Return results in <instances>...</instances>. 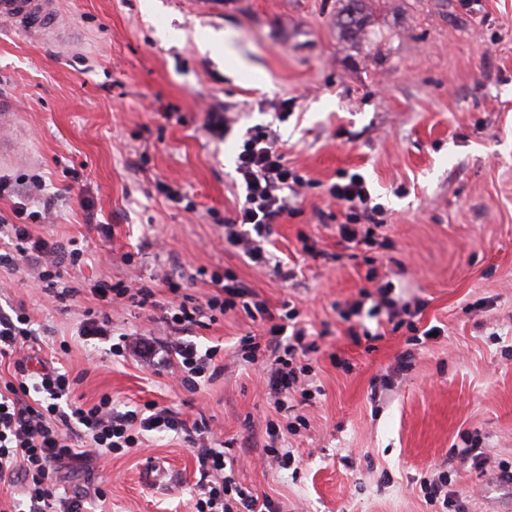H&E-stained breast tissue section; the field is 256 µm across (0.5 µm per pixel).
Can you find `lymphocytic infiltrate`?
<instances>
[{
    "mask_svg": "<svg viewBox=\"0 0 512 512\" xmlns=\"http://www.w3.org/2000/svg\"><path fill=\"white\" fill-rule=\"evenodd\" d=\"M236 172L244 202L235 217L224 221V247L262 269L272 260L268 245L273 226L291 212L290 199L300 196L306 181L289 167L282 144L268 128L255 129L244 137ZM328 194L345 209V220L336 227L339 237L350 244L373 246L375 230L382 224V208L373 203L364 178L351 175L347 183L331 184ZM82 256V249L59 248L34 236L28 225L0 217V268L35 267L39 281L50 286L52 302L63 303L79 295L78 287L64 282L63 269L79 266ZM196 273L209 275L217 288L203 302L185 293L182 283L167 274L159 283L172 296L165 303L158 300L155 285L140 279L99 282L90 292L111 306L124 303L141 310H161L163 321L177 335L170 349L176 359V384L190 392L200 380L216 379L223 367L217 362V348L199 349L196 343L183 340V333L206 322L216 323L227 312L243 310L251 320L261 321L263 329L260 335L241 337L238 352L244 362H264V389L275 410L289 412L288 400L296 392L302 400H309L306 382L312 366L307 359L318 346L309 340L298 308L286 302L280 310H272L233 273L210 274L202 267ZM365 278L378 282L376 306L384 310L393 329L404 327L413 336H429V329L418 328L415 322L424 307L421 300L393 298L391 283L378 281L377 265H370ZM30 322L22 312L0 314V361L12 360L15 369L12 380L0 382V482L24 483L21 498L0 501V512H85L88 496L69 494L56 478L59 466L76 458V442L86 443L107 458L139 447L146 434L154 431L185 433L195 448L201 469L196 512H280L269 496L237 481L239 458L209 444L210 427L205 421L187 422L153 403L120 411L107 395L91 404L78 403L72 399L77 380L68 371L46 366L41 372L29 373ZM306 425L300 414L283 423L268 421L267 459L288 468L294 455L284 448V437L298 435Z\"/></svg>",
    "mask_w": 512,
    "mask_h": 512,
    "instance_id": "1",
    "label": "lymphocytic infiltrate"
}]
</instances>
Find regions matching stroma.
<instances>
[{"label":"stroma","instance_id":"35a3bbf8","mask_svg":"<svg viewBox=\"0 0 512 512\" xmlns=\"http://www.w3.org/2000/svg\"><path fill=\"white\" fill-rule=\"evenodd\" d=\"M55 0L42 37L0 24V100L15 109L18 144L0 175L50 205L43 224L15 216L51 242L79 240L89 281L178 276L204 266L233 271L271 308L293 301L321 349L316 393L296 402L306 429L287 436L300 464L240 468L239 481L281 512H434L418 483L447 469L467 512H512V0H362L358 26L341 22L348 0ZM232 53L201 49L206 30ZM228 110L223 139L208 112ZM271 126L288 164L307 179L294 214L274 226L286 281L225 252V218L244 197L234 160L250 127ZM359 173L385 223L386 255L403 266L396 294L420 298V326L444 336L417 345L407 330L353 340L336 303L365 280L336 233L343 215L330 184ZM310 236L322 258L302 251ZM136 255L133 265L121 256ZM25 308L31 354L80 376L76 402L109 395L118 409L148 402L180 418H206L240 455L263 452L273 409L261 365L234 352L259 328L242 311L194 329L199 349L219 347L223 374L195 392L173 386L171 330L147 312L110 311L112 334L144 333L150 353L116 356L110 337L80 335L98 301L46 303L27 268L0 269V311ZM482 448V466L457 449ZM70 492L101 487L88 512H195L200 480L185 435L152 434L125 455L65 462Z\"/></svg>","mask_w":512,"mask_h":512}]
</instances>
